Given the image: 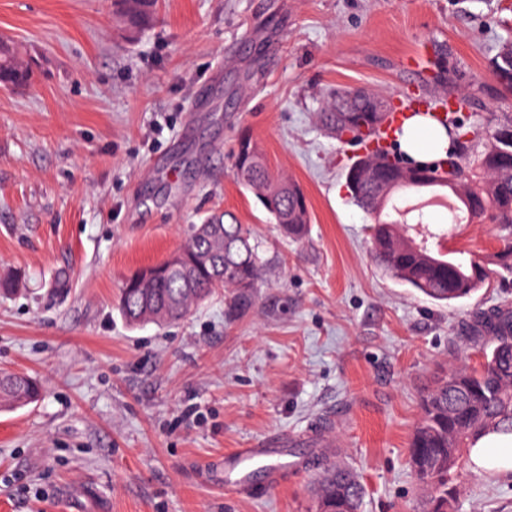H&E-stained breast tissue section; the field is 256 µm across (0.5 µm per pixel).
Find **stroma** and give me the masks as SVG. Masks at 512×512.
Segmentation results:
<instances>
[{"instance_id": "35a3bbf8", "label": "stroma", "mask_w": 512, "mask_h": 512, "mask_svg": "<svg viewBox=\"0 0 512 512\" xmlns=\"http://www.w3.org/2000/svg\"><path fill=\"white\" fill-rule=\"evenodd\" d=\"M1 36L37 79L0 89V276L26 273L0 297V369L42 394L0 409V512H316L333 465L360 476L364 512H422L419 397L512 283L446 307L386 275L345 188L353 150L317 114L336 88L434 99L450 68L492 103L512 0H160L134 41L112 0H0ZM243 136L302 186L303 241L235 180ZM224 212L267 260L253 309L226 323L218 293L126 326L125 276ZM403 232L452 260L499 247L493 224L436 207ZM273 436L271 470L236 485L225 458ZM453 481L455 512H512V476L463 456Z\"/></svg>"}]
</instances>
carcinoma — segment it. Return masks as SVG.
Instances as JSON below:
<instances>
[{
	"label": "carcinoma",
	"instance_id": "carcinoma-1",
	"mask_svg": "<svg viewBox=\"0 0 512 512\" xmlns=\"http://www.w3.org/2000/svg\"><path fill=\"white\" fill-rule=\"evenodd\" d=\"M158 0H112L130 38L150 28L157 17ZM492 75L499 93L512 96V43L504 44L492 60ZM0 85L17 90L33 86V70L18 48L0 38ZM349 92L337 91L318 113L325 131L345 125L340 111ZM451 140L445 154L424 164L432 174L448 166L454 174L458 200L473 199L469 208L459 207L467 219H487L502 232L501 248L493 255L491 271L483 262H457L405 237L396 223L384 222L366 202L374 189L395 183L408 187L406 179L415 167L397 149V140L385 148H367L368 139L357 126L350 143L364 149L355 157L357 174L346 171V187L352 201L374 219L371 226L374 258L382 270L446 304L471 297L490 274L505 280L512 276V144L505 145L489 134L499 133L512 141V113L452 111L442 123ZM233 175L254 193L278 224L284 237L306 238L310 213L306 196L293 181L274 178L258 147L242 137L235 152ZM184 265L168 267V261L142 267L128 276L120 290L119 310L131 327L148 322L170 323L184 318L191 308L224 290V317L245 316L256 302L265 260L249 228L226 213L211 215L192 227L184 246ZM484 336L480 367L462 364L448 369L421 397V415L409 441V465L426 488L424 512H453L451 472L463 449L473 447L490 433L512 434V309L499 308L481 322ZM40 395L30 376L0 380V398L20 403ZM365 488L353 469L334 466L317 490V512H363Z\"/></svg>",
	"mask_w": 512,
	"mask_h": 512
}]
</instances>
